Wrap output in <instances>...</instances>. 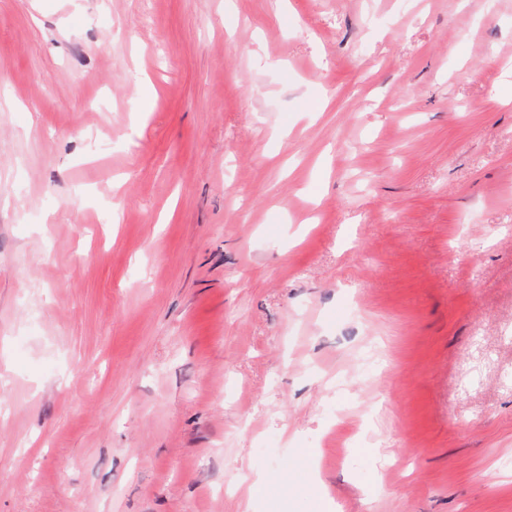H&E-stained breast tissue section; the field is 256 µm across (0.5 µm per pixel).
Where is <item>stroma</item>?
I'll return each mask as SVG.
<instances>
[{"mask_svg": "<svg viewBox=\"0 0 512 512\" xmlns=\"http://www.w3.org/2000/svg\"><path fill=\"white\" fill-rule=\"evenodd\" d=\"M509 86L512 0H0V512H512ZM301 463L306 467L308 481L311 487L315 488L318 492V508L319 512H334L336 511V504L332 498L325 496L322 493L324 482L319 470L318 459L320 457V449L317 448H304L301 449Z\"/></svg>", "mask_w": 512, "mask_h": 512, "instance_id": "1", "label": "stroma"}]
</instances>
